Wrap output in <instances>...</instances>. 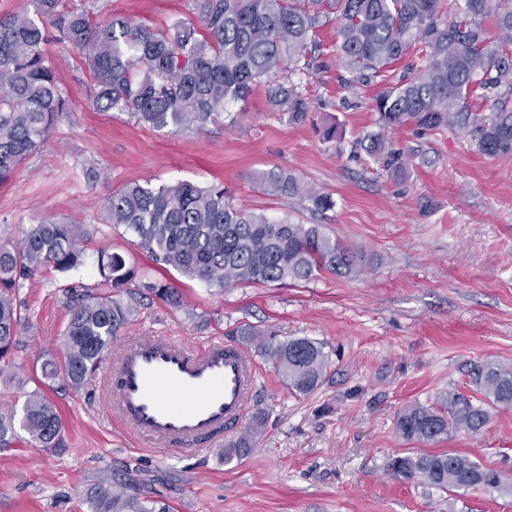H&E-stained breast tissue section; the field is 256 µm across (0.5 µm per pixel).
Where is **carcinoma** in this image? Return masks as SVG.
Instances as JSON below:
<instances>
[{
  "instance_id": "cac0c4a2",
  "label": "carcinoma",
  "mask_w": 512,
  "mask_h": 512,
  "mask_svg": "<svg viewBox=\"0 0 512 512\" xmlns=\"http://www.w3.org/2000/svg\"><path fill=\"white\" fill-rule=\"evenodd\" d=\"M200 22L178 20L165 32L114 16L105 25L93 6L72 7L68 0H26L0 18V186L8 183L23 161L38 150L52 124L73 112L60 89L56 62L47 50L42 19L71 45L94 73L93 103L103 112H124L152 130H199L224 117L232 104L243 103L253 86L286 69L310 70L316 31L338 22L339 51L358 81L373 82L412 51L423 65L403 76L375 99L379 131L360 145L383 157L392 173L406 174L408 161L386 132L415 127L437 130L454 126L475 137L478 151L495 157L512 154V0H453V16L443 20L439 0H192ZM497 29L490 36L488 26ZM492 90L501 100L489 114L472 109L478 92ZM269 102L300 125L310 112L299 84L274 82ZM258 187L281 198H299L315 211L334 207L320 192L274 167L257 173ZM106 223L124 227L153 265L182 277L222 289L231 284L309 282L322 273L341 277L361 274L364 251L342 244L318 224L273 220L236 207L222 188L190 182L126 185L105 204ZM82 224L53 217L32 224L20 243L0 247V373L9 366L21 315L14 295L24 281L52 266L76 269L84 263ZM96 267L98 294L88 288L62 289L69 313L62 345L63 373L77 387L95 370L112 337L133 315L132 281L174 309H182V291L152 279L150 269L126 267L124 258L101 247ZM249 341L270 358L289 390L307 395L322 383L329 363L325 344L307 338L280 341L257 329ZM475 395L449 389L433 402H413L396 416L395 428L405 441L435 443L453 433L480 435L495 409L512 408V364L485 360L469 365ZM258 416L238 441L224 449L228 458L249 454L260 433ZM22 429L43 448H58L63 422L54 406L38 393L29 395L21 419L0 415V446ZM393 472L440 490H499L508 478L483 468L454 451L397 456ZM91 512H169L155 500L130 495L122 486L96 484L86 491Z\"/></svg>"
}]
</instances>
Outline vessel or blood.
I'll return each mask as SVG.
<instances>
[{"label":"vessel or blood","mask_w":512,"mask_h":512,"mask_svg":"<svg viewBox=\"0 0 512 512\" xmlns=\"http://www.w3.org/2000/svg\"><path fill=\"white\" fill-rule=\"evenodd\" d=\"M113 417L142 442L197 452L244 420L256 383L248 354L214 338L192 346L144 334L110 363Z\"/></svg>","instance_id":"vessel-or-blood-1"}]
</instances>
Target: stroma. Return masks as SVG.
I'll return each instance as SVG.
<instances>
[{"label":"stroma","instance_id":"stroma-1","mask_svg":"<svg viewBox=\"0 0 512 512\" xmlns=\"http://www.w3.org/2000/svg\"><path fill=\"white\" fill-rule=\"evenodd\" d=\"M97 17L119 15L164 30L195 21L190 0H97ZM336 22L316 35L312 69L300 80L311 114L301 125L268 104L258 84L235 125L208 123L202 132L154 131L121 112L98 111L94 79L71 46H49L58 79L76 107L51 127L45 145L0 187V246L13 247L46 217L86 225L79 271L46 268L17 295L23 324L12 365L0 374V412L21 409L40 391L63 421V445L42 448L25 432L0 447V512H88L85 492L99 482L166 503L170 512H512V493L485 489L441 492L395 474L392 458L452 450L512 479V409L496 410L477 437L458 433L437 443H409L395 431L407 404L453 388L471 393L470 363L512 364V155L478 152L455 127L395 133L409 173L394 177L358 146L377 130L375 95L418 65L408 54L367 86L345 87ZM339 136L323 141L324 126ZM287 169L329 193L335 207L263 193L254 178ZM188 181L224 188L240 208L270 218L318 224L362 249V274L325 273L304 284H244L217 290L177 272L161 280L182 289L174 310L143 299L107 352L115 357L135 335L178 336L201 345L212 336L245 348L258 369L249 415L265 425L251 454L225 460L207 453L159 452L103 415L107 372L82 386L45 379L43 365L62 362L69 314L60 289L100 285L96 250L121 254L127 266L148 261L133 237L105 222L104 203L133 182ZM279 340L325 343L322 384L302 396L288 391L273 362L242 334L246 327Z\"/></svg>","mask_w":512,"mask_h":512}]
</instances>
